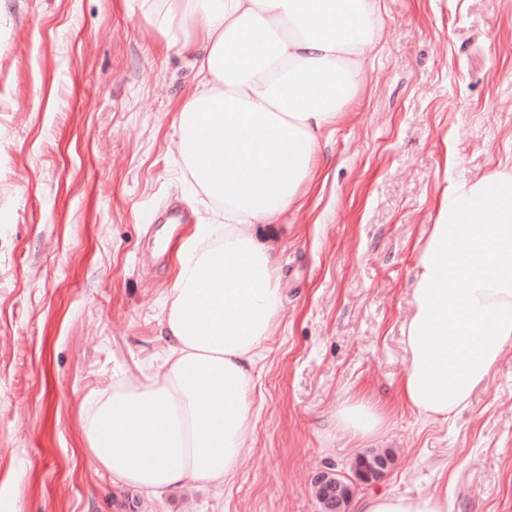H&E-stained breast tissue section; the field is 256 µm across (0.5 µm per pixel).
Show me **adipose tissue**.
<instances>
[{"instance_id":"obj_1","label":"adipose tissue","mask_w":512,"mask_h":512,"mask_svg":"<svg viewBox=\"0 0 512 512\" xmlns=\"http://www.w3.org/2000/svg\"><path fill=\"white\" fill-rule=\"evenodd\" d=\"M168 39L199 46V92L178 108L170 149L222 202L177 252L158 363L102 397L86 454L113 484L155 499L226 482L245 461L260 363L275 335L280 273L259 226L300 209L322 142L358 98L381 0H165ZM399 399L451 421L512 347V164L453 180L417 254ZM385 402L340 403L329 423L355 447L386 426ZM352 512H452L448 493L371 494Z\"/></svg>"}]
</instances>
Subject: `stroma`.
<instances>
[{
  "label": "stroma",
  "mask_w": 512,
  "mask_h": 512,
  "mask_svg": "<svg viewBox=\"0 0 512 512\" xmlns=\"http://www.w3.org/2000/svg\"><path fill=\"white\" fill-rule=\"evenodd\" d=\"M383 27L329 165L273 241L279 326L249 457L226 484L164 499L83 451L100 395L160 352L174 251L216 203L168 143L192 50L147 36L163 0H0V512H319L314 474L359 452L328 426L387 399L361 496L447 485L454 512H512V348L448 423L394 400L416 249L447 178L512 158V0H381Z\"/></svg>",
  "instance_id": "1"
}]
</instances>
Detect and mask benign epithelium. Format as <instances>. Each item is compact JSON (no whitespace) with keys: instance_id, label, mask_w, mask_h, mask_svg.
<instances>
[{"instance_id":"1","label":"benign epithelium","mask_w":512,"mask_h":512,"mask_svg":"<svg viewBox=\"0 0 512 512\" xmlns=\"http://www.w3.org/2000/svg\"><path fill=\"white\" fill-rule=\"evenodd\" d=\"M392 464V455L382 453L358 458L350 475L332 469L321 470L313 478V494L316 500L327 505L329 512H345L355 487L380 479Z\"/></svg>"}]
</instances>
